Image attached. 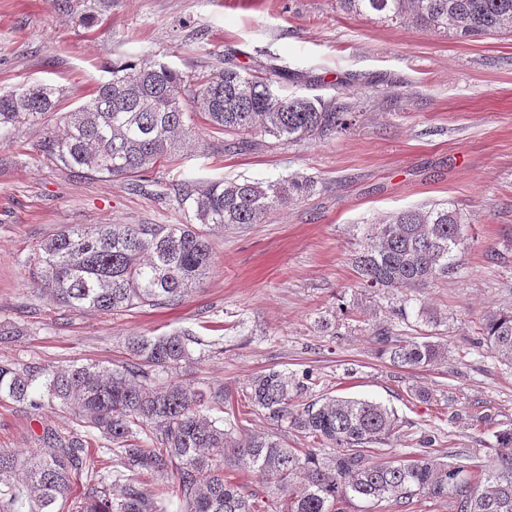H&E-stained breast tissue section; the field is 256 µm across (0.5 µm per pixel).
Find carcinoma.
I'll return each instance as SVG.
<instances>
[{
    "mask_svg": "<svg viewBox=\"0 0 512 512\" xmlns=\"http://www.w3.org/2000/svg\"><path fill=\"white\" fill-rule=\"evenodd\" d=\"M347 14L375 15L392 24L454 31L464 40L512 32V0H336ZM282 71L273 65L244 75L229 65L185 74L164 64L112 69L91 98L59 117L41 151L68 171L136 178L181 151L196 112L212 133L236 135L233 148H251L260 132L296 142L344 134L356 112L305 96L268 98ZM60 89L35 82L0 94V131L59 111ZM313 189L307 178L275 181L217 180L202 189L190 182L175 194L201 224H259L265 216ZM465 238L451 202L401 210L378 225L353 258L362 288L383 294L425 288L457 270ZM213 244L194 224H73L39 244L35 288L62 307L123 312L181 302L210 270ZM380 352L398 367H426L448 358L446 344L430 336L401 338L388 328L374 332ZM188 331L132 335L124 345L132 362L42 371L0 363V394L33 410L46 405L75 409L68 435L44 432L47 445L20 458L0 450V512H165L167 499L136 479L171 481L183 512H345L354 499L447 500L452 512H512V429L496 435L497 456L477 471L467 455L451 462L418 459L377 462L371 447L409 437L394 411L380 403L326 396L290 408L310 392L312 374L270 368L245 392L248 406L273 428L237 438L224 429V389L204 391L155 381L161 372L192 362ZM487 347L512 366V310H492L480 322L475 347ZM310 439L290 448L282 429ZM102 441L98 455L88 440ZM224 456V463L217 456ZM245 466L263 484L245 495L224 473ZM84 497L70 499L76 483Z\"/></svg>",
    "mask_w": 512,
    "mask_h": 512,
    "instance_id": "obj_1",
    "label": "carcinoma"
}]
</instances>
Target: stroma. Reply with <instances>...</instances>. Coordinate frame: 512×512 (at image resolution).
<instances>
[{
  "label": "stroma",
  "mask_w": 512,
  "mask_h": 512,
  "mask_svg": "<svg viewBox=\"0 0 512 512\" xmlns=\"http://www.w3.org/2000/svg\"><path fill=\"white\" fill-rule=\"evenodd\" d=\"M233 60L274 62L283 94L354 106L350 132L254 150L194 148L127 180L62 169L41 152V121L0 137V363L46 369L128 362L124 339L191 331L194 361L164 382L223 389L225 408L269 368L312 372V397L368 399L393 409L430 452H464L490 465L496 435L512 428V367L475 348L482 316L512 308V33L461 41L445 31L346 14L336 0H0V92L48 81L64 109L84 103L117 61L194 74ZM311 179L308 196L262 223L206 227L209 273L163 308L75 312L30 282L42 240L69 224H190L167 190L189 181ZM452 202L466 248L456 274L420 291L371 296L353 255L398 211ZM406 318H399L398 309ZM423 330L447 343V361L407 369L381 357L373 333ZM425 388L428 400L416 398ZM72 412L33 411L0 395V449L26 454L44 429L64 434Z\"/></svg>",
  "instance_id": "35a3bbf8"
}]
</instances>
